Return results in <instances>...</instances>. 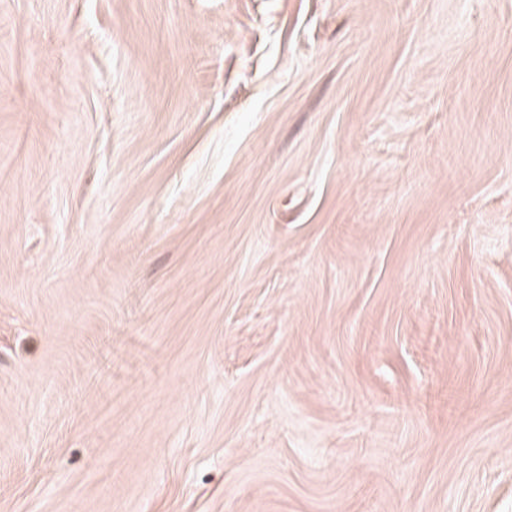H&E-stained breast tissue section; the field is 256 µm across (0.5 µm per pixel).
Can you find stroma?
<instances>
[{"label": "stroma", "mask_w": 512, "mask_h": 512, "mask_svg": "<svg viewBox=\"0 0 512 512\" xmlns=\"http://www.w3.org/2000/svg\"><path fill=\"white\" fill-rule=\"evenodd\" d=\"M0 512H512V0H0Z\"/></svg>", "instance_id": "35a3bbf8"}]
</instances>
